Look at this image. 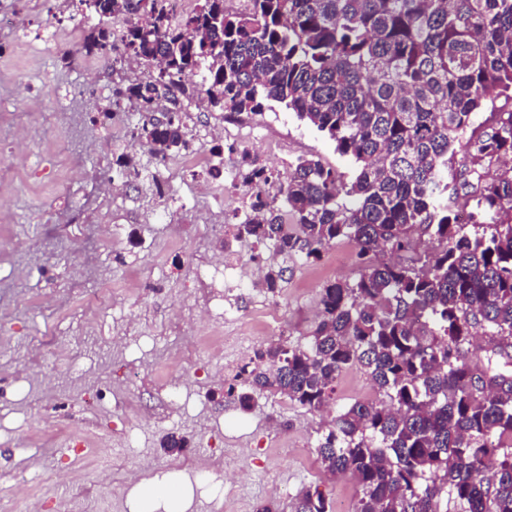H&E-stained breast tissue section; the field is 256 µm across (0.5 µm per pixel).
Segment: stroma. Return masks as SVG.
<instances>
[{
    "mask_svg": "<svg viewBox=\"0 0 512 512\" xmlns=\"http://www.w3.org/2000/svg\"><path fill=\"white\" fill-rule=\"evenodd\" d=\"M49 7L63 23L77 10L74 0H0L1 11L29 20L24 43L0 31V493L27 487L70 500L72 512H256L266 500L279 512H295L301 490L312 486L332 505L353 507L358 485L326 475L316 440L341 406L375 397L371 381L359 370L344 372L333 402L321 411L268 393L255 396L247 410L225 407L223 381L206 377V370L223 367L228 355L249 358L269 337L254 326L251 340L227 347L222 356L213 354L210 342L220 333L236 334L238 325L224 310L249 314L259 302L256 289H225L212 319L184 332H175L173 323L192 319L209 299L208 290L186 291L188 257L211 253L213 224L235 223V189L225 185L220 204L201 198L184 228L183 250L156 259L148 243L165 233L172 205L153 184L158 161L136 134L141 114L124 100L111 125L93 121L114 82L141 80L146 73L123 65L101 71L97 95L65 124L53 109L29 108L27 87L12 80L18 62L35 63L63 87L80 78L39 52L40 20ZM252 121L247 143L225 139L222 147L249 148L259 165L282 177L301 156L351 174V161L284 105L270 103ZM20 127L31 131L29 141H16ZM91 134L137 161L136 175L109 199L97 184L109 159L82 144ZM43 153L55 168L47 181L19 161ZM111 222L128 233L115 253L97 244L102 226ZM357 253V244L343 239L319 261L293 263L279 297L289 342L308 343L317 321L312 308L326 282L358 278ZM106 272L114 281L137 279L149 289L116 295L113 310L89 332L81 324L88 314L85 297ZM191 343L198 346L201 373L172 386L162 374ZM72 431L111 446L110 470L74 457ZM171 435L186 439V447H163ZM146 481L178 483L181 502H147Z\"/></svg>",
    "mask_w": 512,
    "mask_h": 512,
    "instance_id": "1",
    "label": "stroma"
}]
</instances>
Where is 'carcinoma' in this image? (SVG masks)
<instances>
[{
  "label": "carcinoma",
  "instance_id": "carcinoma-1",
  "mask_svg": "<svg viewBox=\"0 0 512 512\" xmlns=\"http://www.w3.org/2000/svg\"><path fill=\"white\" fill-rule=\"evenodd\" d=\"M78 2L101 20L149 18L121 43L157 71L115 94L144 112L155 156L184 146L173 89L194 92L175 79L203 67L212 107L284 103L354 163L348 180L307 158L283 179L249 172L277 185L237 225L282 258L266 293H281L286 262L341 239L357 243L360 274L321 288L308 344L261 345L238 373L244 391L226 394L319 410L360 370L379 398L338 410L316 446L326 473L361 487L353 512H448L446 495L454 512H512V108L477 120L490 90L512 102V0H247L234 12L196 0L176 22L167 0ZM112 49L111 28L86 30V55ZM297 512L332 505L305 489Z\"/></svg>",
  "mask_w": 512,
  "mask_h": 512
}]
</instances>
